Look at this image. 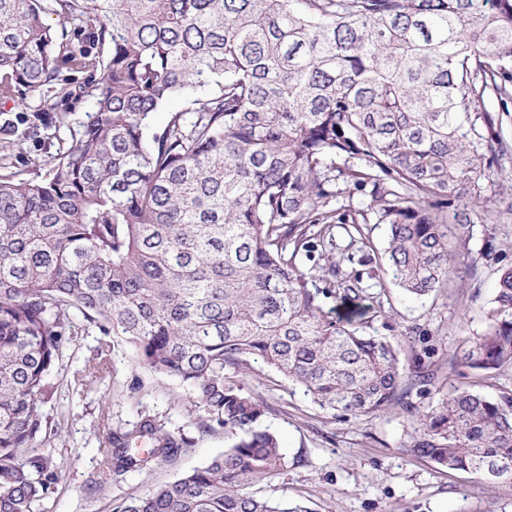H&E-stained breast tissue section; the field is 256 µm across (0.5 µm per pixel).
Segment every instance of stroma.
Segmentation results:
<instances>
[{"mask_svg":"<svg viewBox=\"0 0 512 512\" xmlns=\"http://www.w3.org/2000/svg\"><path fill=\"white\" fill-rule=\"evenodd\" d=\"M39 103L35 96L23 105L0 101V157H7L26 179L47 171L58 146L70 142L72 130L86 123L93 109L91 101H83L68 113L65 123L41 126L20 138L5 127V119L15 118L22 106L35 109ZM494 171L471 213L468 249L475 277L456 282L445 292L410 300L385 268H375L364 284L386 314L367 323L364 331L396 341L408 371L415 352L434 346L437 387L445 391L462 384L502 402L512 398V364L474 370L464 378L448 369L458 337L483 330L499 275L512 268V155ZM411 327L418 328V335L401 338V331ZM99 345L98 331L86 328L49 377L51 389L43 410L63 419L53 446L66 466L55 494L40 512H100L104 502L89 485L99 472L106 430L131 427L142 415L153 416L173 434L193 438L194 445L176 458L157 461L149 471L111 474L107 496L116 503L151 492L231 444L224 432L201 433L199 417L189 409L188 390L140 364L129 346L116 347L108 372L88 381L84 365ZM240 380L267 402L265 423L278 434L288 460L270 481L254 485L256 496L300 502L311 512H512V480L485 484L428 459L406 456L401 446L414 423L401 408L333 420L299 386L262 363L253 364Z\"/></svg>","mask_w":512,"mask_h":512,"instance_id":"stroma-1","label":"stroma"}]
</instances>
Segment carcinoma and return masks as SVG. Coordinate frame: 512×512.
Here are the masks:
<instances>
[{
	"instance_id": "carcinoma-1",
	"label": "carcinoma",
	"mask_w": 512,
	"mask_h": 512,
	"mask_svg": "<svg viewBox=\"0 0 512 512\" xmlns=\"http://www.w3.org/2000/svg\"><path fill=\"white\" fill-rule=\"evenodd\" d=\"M0 0V100L46 90L36 117L94 102L47 173L0 163V512H35L64 462L42 406L77 335L70 311L190 392L203 433L233 443L108 512H310L249 486L286 466L267 403L234 376L262 362L331 418L400 406L407 454L481 481L512 479V403L468 388L421 410L395 344L361 333L362 273L330 260L336 208L362 192L392 281L409 297L472 277L468 205L507 152L485 99L512 102V0ZM90 39L101 49L81 46ZM86 74L84 81L66 77ZM185 107L158 131L151 116ZM453 211H448V208ZM303 255L309 271L298 268ZM323 286H317V283ZM349 307L323 310L327 299ZM512 363V268L482 333L449 364ZM194 445L150 415L111 430L93 482L146 471Z\"/></svg>"
}]
</instances>
